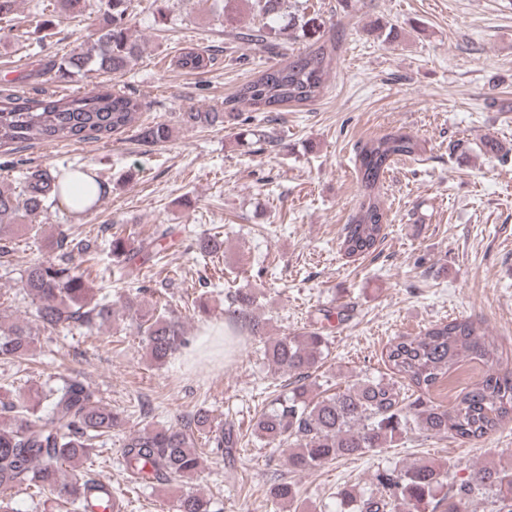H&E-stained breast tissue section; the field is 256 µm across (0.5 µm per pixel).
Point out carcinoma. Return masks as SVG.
<instances>
[{
	"label": "carcinoma",
	"mask_w": 512,
	"mask_h": 512,
	"mask_svg": "<svg viewBox=\"0 0 512 512\" xmlns=\"http://www.w3.org/2000/svg\"><path fill=\"white\" fill-rule=\"evenodd\" d=\"M88 0H53V12L67 18L86 10ZM97 28L58 64L76 80L93 75L122 74L139 57L140 47L130 34L125 0H107ZM281 0H254L258 13L271 20L247 38L265 43L276 33L274 21ZM335 39L314 43L287 63L260 71L242 84L236 100L254 112L315 102L321 95L336 56ZM218 50L183 49L176 65L187 72H205L217 61ZM140 111L137 98L108 87L95 86L84 93L42 97H0V148L13 150L35 143H60L100 139L133 125ZM188 128L224 124L222 112H184ZM173 128L158 121L146 128L143 138L155 144L168 142ZM239 146L256 151L274 149L279 142L256 129L241 128L234 134ZM425 152L414 136L398 129L358 142L357 177L362 201L342 228L340 248L350 256L376 252L385 238L387 214L380 185L396 161L416 158ZM99 177L64 182L48 169L26 171L17 181L0 188V224L46 215L58 200L70 208L89 212L102 193ZM112 256L124 265L151 261L153 239L137 248L118 233L112 234ZM97 240L73 236L65 230L50 239L52 257L33 263L20 275V288L35 305L34 321L49 329L91 330L109 320L131 317L151 363L164 365L190 346L183 323L166 308L149 307L143 297L150 289L126 298L118 307L92 303L91 288L80 258L97 251ZM252 295L231 297V329L262 333L264 323L250 311ZM34 343L31 321L0 322V359L18 362L30 355ZM328 339L318 328L267 342L265 355L273 366L294 379L290 395L252 424V435L266 444L289 447L288 463L305 472L322 462L362 456L418 430L434 437L462 442L477 441L512 420V374L493 370L500 350L481 326L469 318L435 324L416 336H398L385 351L392 373L415 386V398L401 395L395 383L380 377H358L332 394L312 397L307 380L322 364ZM478 360L486 373L465 388L451 406L426 397L430 389L449 379L465 360ZM121 418L104 403L87 381L68 376L46 391L19 392L0 399V512H14V490L36 487L69 502L81 512L101 506L123 512V500L112 494V483L91 468V453L98 440L112 433ZM205 433L210 451L224 454L236 446L233 426L213 427L206 410L196 411L180 425L143 427L129 434L122 456L128 482L133 485H165L189 478L201 467L195 433ZM374 487L358 492L344 488L337 493L340 512H465L463 505L480 500L487 512H512V466H483L466 479H454L432 462L387 466L373 477ZM273 504L297 499L296 488L287 482L268 488ZM175 512H211L209 501L186 491L177 496Z\"/></svg>",
	"instance_id": "cac0c4a2"
}]
</instances>
